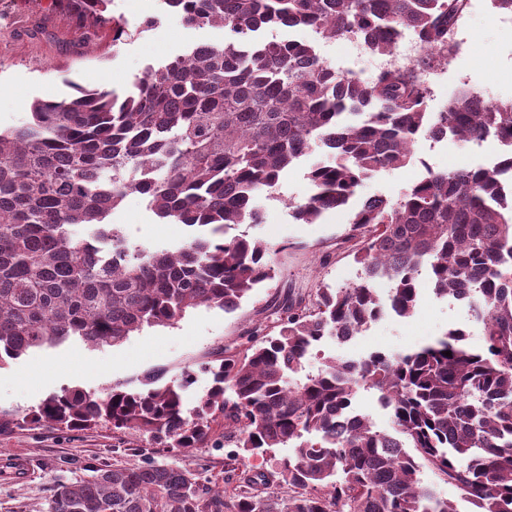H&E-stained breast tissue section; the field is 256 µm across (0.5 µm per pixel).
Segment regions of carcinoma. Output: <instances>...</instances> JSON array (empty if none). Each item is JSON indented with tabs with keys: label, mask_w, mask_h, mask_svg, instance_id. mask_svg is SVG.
<instances>
[{
	"label": "carcinoma",
	"mask_w": 512,
	"mask_h": 512,
	"mask_svg": "<svg viewBox=\"0 0 512 512\" xmlns=\"http://www.w3.org/2000/svg\"><path fill=\"white\" fill-rule=\"evenodd\" d=\"M66 2L87 40L104 26L114 45L129 36L107 14L109 0ZM161 2L188 26L223 29L224 41L147 67L122 94L100 87L37 99L26 124L0 131V367L71 338L115 346L201 305L237 310L275 278L277 249L227 230L260 223L258 199L304 157L311 191L288 203L291 216L314 224L352 210L360 273L338 288L287 292L248 348L204 366L212 386L191 411L190 369L178 384L151 371L139 388H67L21 419L0 411V433L107 422L184 451L224 425L233 452L222 487L204 469L145 455L57 484L40 512H461L422 484L424 465L459 490L468 512H512V192L493 169L429 168L395 201L354 204L375 173L413 163L420 136L492 138L512 167V100L489 102L468 87L431 112L422 78L430 56L362 80L323 61L313 42L262 37L280 27L322 40L354 31L377 55L408 29L451 56L468 0ZM132 193L160 221L196 233L174 250L130 243L107 218ZM424 270L436 294L466 299L482 347L451 328L412 352L333 356L318 374L293 378L324 337L354 336L389 313L412 316ZM381 279L391 284L385 302ZM361 387L381 393L395 434L353 410ZM286 447L292 455L271 472L236 474L243 458ZM260 486L279 493L260 496Z\"/></svg>",
	"instance_id": "cac0c4a2"
}]
</instances>
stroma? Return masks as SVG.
Instances as JSON below:
<instances>
[{
	"mask_svg": "<svg viewBox=\"0 0 512 512\" xmlns=\"http://www.w3.org/2000/svg\"><path fill=\"white\" fill-rule=\"evenodd\" d=\"M109 12L126 21L130 36L116 45L111 33H103L93 49L85 42L82 23L54 0H0V131L27 121L34 100L72 95L78 85L120 91L145 67L169 62L195 44L224 38L221 29L189 28L176 17L162 15L158 0H111ZM148 16L159 17L160 22L146 30L140 23ZM499 17L491 0H470L456 34L461 49L449 61L443 84L435 88L431 111H438L446 96L467 85L489 101L512 99V22H500ZM414 154V164L366 180L360 198L396 199L429 168L490 165L499 145L492 139L476 148L452 137L436 144L422 138ZM307 171L304 163L288 169L275 192L259 199L261 223L233 229L234 234L259 237L280 248L276 277L239 309L227 313L202 305L176 326L147 328L113 347L77 341L35 350L0 367V409L21 417L64 388L100 392L116 383L134 387L152 370L163 371L165 381L177 382L188 368L194 371V382L184 394L185 406L194 408L211 385L204 363L215 362L224 351L249 346L252 330L267 323L273 301L285 289L304 294L320 283L336 287L358 278L346 240L348 211H329L314 224L298 223L289 212L288 202L310 192ZM108 221L131 243L156 249L175 248L191 233L185 225L159 221L137 194L127 196ZM452 327L465 328L471 346L481 345V330L467 303L437 295L425 281L411 317L387 315L347 343L325 337L321 348L351 360L373 352L403 353ZM136 446L145 450L149 444L143 437L119 438L108 424L87 431L43 426L0 433V512H38L54 482L88 478L94 465L132 461ZM226 453L224 429L218 426L208 447L189 453L160 451L156 459L186 469L204 464L209 476L219 480Z\"/></svg>",
	"mask_w": 512,
	"mask_h": 512,
	"instance_id": "1",
	"label": "stroma"
}]
</instances>
